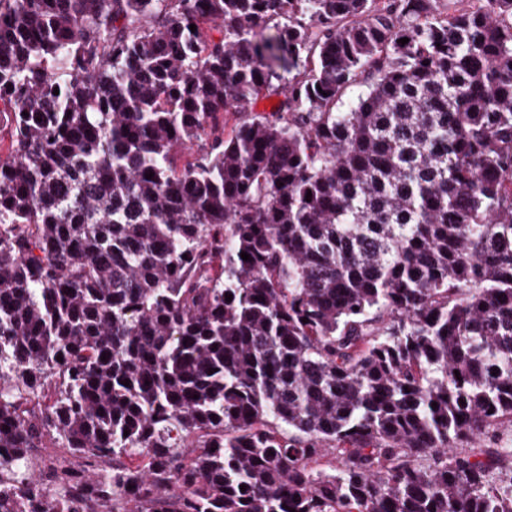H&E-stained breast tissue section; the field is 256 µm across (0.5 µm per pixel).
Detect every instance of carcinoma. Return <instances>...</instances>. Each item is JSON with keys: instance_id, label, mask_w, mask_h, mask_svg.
<instances>
[{"instance_id": "1", "label": "carcinoma", "mask_w": 512, "mask_h": 512, "mask_svg": "<svg viewBox=\"0 0 512 512\" xmlns=\"http://www.w3.org/2000/svg\"><path fill=\"white\" fill-rule=\"evenodd\" d=\"M0 112V512H512V0H0Z\"/></svg>"}]
</instances>
